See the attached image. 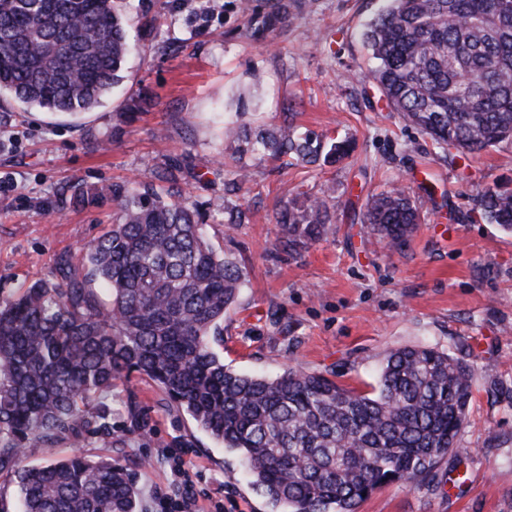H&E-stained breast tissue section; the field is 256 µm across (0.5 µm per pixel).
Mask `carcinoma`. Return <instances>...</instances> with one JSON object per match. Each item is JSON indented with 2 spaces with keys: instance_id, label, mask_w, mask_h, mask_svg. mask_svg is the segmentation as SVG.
I'll return each mask as SVG.
<instances>
[{
  "instance_id": "carcinoma-1",
  "label": "carcinoma",
  "mask_w": 512,
  "mask_h": 512,
  "mask_svg": "<svg viewBox=\"0 0 512 512\" xmlns=\"http://www.w3.org/2000/svg\"><path fill=\"white\" fill-rule=\"evenodd\" d=\"M251 36L288 19L281 0L267 12L237 0ZM128 17L115 0H0V93L48 112H88L123 82L131 50L150 34L149 7ZM376 65L364 76L387 108L447 155L512 143V0H384L362 33ZM224 124L237 185L245 157L287 166L338 163L348 139L324 140L291 120ZM151 183H115L116 217L77 252L58 255L49 279L0 296V512H137L135 481L110 460L72 454L26 464L31 448L76 439L88 400L133 373L152 380L177 412L239 454L251 483L285 512H356L375 489L433 477L461 449L456 439L473 395L474 366L444 351L404 347L384 359L374 393L321 374L288 370L267 378L224 365L210 346L244 286L241 263L219 254L177 169ZM81 184L61 208L95 205ZM473 212L512 234V184L478 191ZM392 251L417 232L420 211L402 186L352 210ZM277 223L302 250L327 238L325 197L292 191ZM104 283L110 299L95 285Z\"/></svg>"
}]
</instances>
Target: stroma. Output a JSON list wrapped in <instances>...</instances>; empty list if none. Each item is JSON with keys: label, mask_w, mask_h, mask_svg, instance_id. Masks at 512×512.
Returning <instances> with one entry per match:
<instances>
[{"label": "stroma", "mask_w": 512, "mask_h": 512, "mask_svg": "<svg viewBox=\"0 0 512 512\" xmlns=\"http://www.w3.org/2000/svg\"><path fill=\"white\" fill-rule=\"evenodd\" d=\"M146 2L164 48L131 56L124 82L93 111L67 117L0 95V290L49 277L56 255L111 223L109 203L58 210L71 185L150 182L158 166H180L210 241L246 269L224 330L210 341L227 367L270 378L295 368L369 392L384 357L406 346L436 347L474 366L461 457H445L431 483L376 490L357 512H512V235L472 213L478 189L512 181V145L450 160L365 89L371 61L361 31L382 0H296L263 40L247 32L234 0L202 30L170 0ZM136 95L150 106L128 113ZM241 98L252 124L292 112L302 130L354 138L356 150L332 166L258 162L242 191L225 194L232 169L217 159L233 152L224 122ZM393 183L420 202L422 221L397 252L348 218ZM428 185L446 193V204L428 201ZM293 189L327 197L335 227L298 253L281 245L276 221ZM241 204L250 223L226 233L225 208ZM101 403L116 441L102 447L93 425L82 451L135 476L141 512H156V496L172 490L157 456L179 446L189 448L201 490L195 512H283L252 486L237 453L171 409L151 381L117 382Z\"/></svg>", "instance_id": "obj_1"}]
</instances>
